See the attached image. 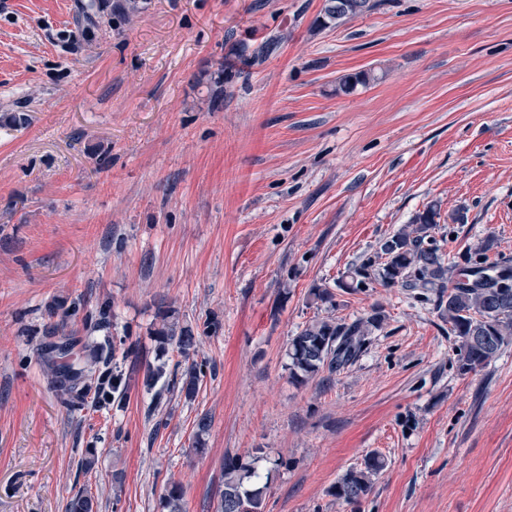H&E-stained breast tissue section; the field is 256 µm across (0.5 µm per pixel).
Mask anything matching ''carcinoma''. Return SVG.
Returning <instances> with one entry per match:
<instances>
[{"label": "carcinoma", "mask_w": 512, "mask_h": 512, "mask_svg": "<svg viewBox=\"0 0 512 512\" xmlns=\"http://www.w3.org/2000/svg\"><path fill=\"white\" fill-rule=\"evenodd\" d=\"M141 9L139 0H78L75 27L62 34L72 42L91 39L99 31L112 29V20L126 18ZM371 9L370 0H325L322 24H338ZM214 98L224 95V63L215 70H205L197 78ZM440 208L433 202L417 213L412 221L389 236V250L373 252L349 267L347 281L340 287L352 292L374 281L387 288H422L435 295V307L448 334L454 337L458 370L462 374L477 371L512 341V269L499 268L490 260L495 241L487 238L463 254L471 265L477 283L453 279L458 260L443 253L435 230ZM386 315L379 309L352 322L326 317L306 324L291 337L288 347L289 377L304 383L326 369L336 372L352 363L363 351L368 337L382 328ZM162 350L173 349L182 357L180 391L191 400L201 384L202 370L194 359L195 336L189 327L162 323L155 330ZM115 346L109 342L87 343L72 362L50 355L54 387L80 399L93 394L96 402L112 400L122 406L127 396L119 390L109 366ZM385 458L377 453L365 457L361 466L343 474L334 486L336 499L347 504L359 503L370 491L373 477L384 469ZM224 491L218 512L232 504L233 512H265L266 486L259 476L242 462L224 460ZM169 512H183L184 490L180 482L167 483L165 494ZM97 502L86 490L75 494L66 512H96Z\"/></svg>", "instance_id": "obj_1"}]
</instances>
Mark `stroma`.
Segmentation results:
<instances>
[{
  "label": "stroma",
  "mask_w": 512,
  "mask_h": 512,
  "mask_svg": "<svg viewBox=\"0 0 512 512\" xmlns=\"http://www.w3.org/2000/svg\"><path fill=\"white\" fill-rule=\"evenodd\" d=\"M324 3L147 0L68 44L75 0H0V115L28 117L0 126V512H66L82 488L98 512H165L172 479L186 512H217L228 456L266 512H512V344L464 375L430 292L338 287L435 201L444 252L491 237L512 267V0H374L332 27ZM218 63L215 106L195 80ZM56 303L76 341H114L124 407L53 387ZM377 307L353 364L290 380L304 325ZM166 317L216 369L191 401L144 383L177 372ZM373 452L369 494L337 501ZM385 465V458L377 453L366 456L360 467L348 470L337 480L334 486L336 499L350 505L359 503L369 493L373 477Z\"/></svg>",
  "instance_id": "1"
}]
</instances>
